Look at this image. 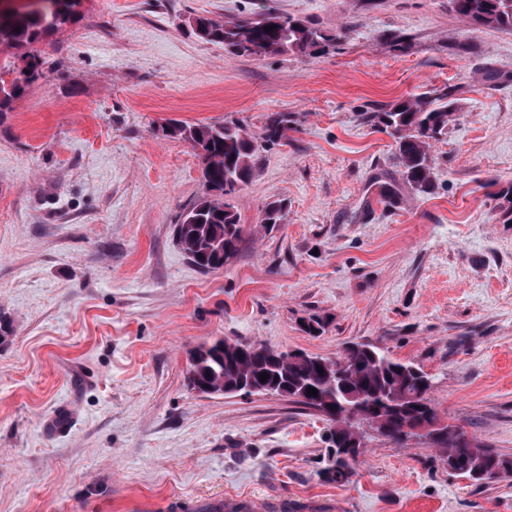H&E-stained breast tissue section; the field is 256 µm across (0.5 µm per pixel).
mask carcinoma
Wrapping results in <instances>:
<instances>
[{
	"label": "carcinoma",
	"mask_w": 512,
	"mask_h": 512,
	"mask_svg": "<svg viewBox=\"0 0 512 512\" xmlns=\"http://www.w3.org/2000/svg\"><path fill=\"white\" fill-rule=\"evenodd\" d=\"M61 2L64 7L54 12H0V47L19 61L0 67V112L11 110L13 102L43 76V61L34 46L78 19L81 0ZM449 4L453 12L477 25L512 30V0H449ZM192 21L189 28L195 37L239 57L315 58L326 54L338 39L310 21L283 16L262 5L253 19L196 16ZM271 25L274 29L264 30ZM453 115L454 102L446 89L370 113L369 119L377 120L394 140L396 165L410 188L423 193L434 188L432 147L448 133ZM292 130L294 121L283 112L270 113L259 136L229 122L181 123L162 129L163 135L191 144L201 162L206 193L174 227L178 246L200 270H219L237 256L242 228L233 200L253 178L263 154L288 143ZM287 211L284 198L268 202L264 228L283 223ZM190 368L201 383L228 394L243 392L240 381L244 378L262 385L265 372L266 383H281L283 396L323 416L331 426L332 464L326 469L331 481L348 480L352 463L361 453L360 447L353 446L358 429L346 411L348 405L355 406L370 427L393 443L402 444L410 431L423 430L427 443L446 455L451 472L476 485L483 484L485 471L512 475V456L476 445L461 437L462 427L439 420L429 396L430 379L420 368L373 346L347 348V353L336 357V376L330 379L313 362L282 360L279 351L268 346L252 345L242 355L238 343L227 338L210 343ZM302 380L316 388L317 395H300L294 386Z\"/></svg>",
	"instance_id": "cac0c4a2"
}]
</instances>
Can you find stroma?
I'll return each mask as SVG.
<instances>
[{
  "label": "stroma",
  "instance_id": "stroma-1",
  "mask_svg": "<svg viewBox=\"0 0 512 512\" xmlns=\"http://www.w3.org/2000/svg\"><path fill=\"white\" fill-rule=\"evenodd\" d=\"M265 4L335 49L233 57L186 30L252 18V0H83L0 114V512H220L231 496L253 512H512V476L473 485L424 440L369 428L350 480L328 481L318 413L189 386L191 352L218 338L330 358L367 343L431 376L441 420L512 455V224L488 187L512 185V31L448 0ZM446 87L454 120L420 194L365 115ZM272 112L295 129L236 200L237 257L201 273L173 238L201 163L161 127L258 134ZM276 198L288 213L269 231Z\"/></svg>",
  "mask_w": 512,
  "mask_h": 512
}]
</instances>
